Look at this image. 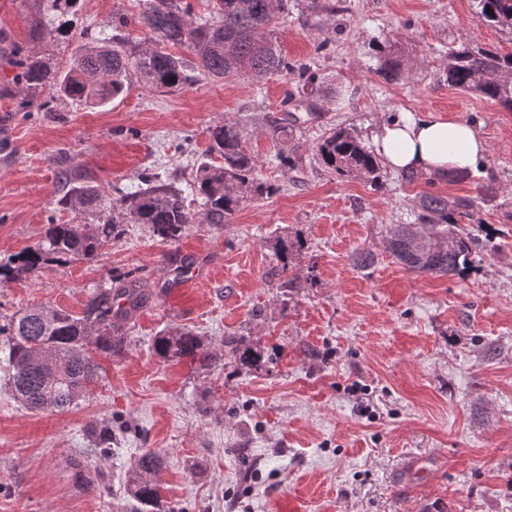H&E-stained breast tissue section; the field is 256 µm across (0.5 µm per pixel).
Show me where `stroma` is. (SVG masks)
<instances>
[{
  "label": "stroma",
  "instance_id": "obj_1",
  "mask_svg": "<svg viewBox=\"0 0 512 512\" xmlns=\"http://www.w3.org/2000/svg\"><path fill=\"white\" fill-rule=\"evenodd\" d=\"M145 3L77 0L62 14L52 0H0V126L15 143L0 166V261L50 223L119 225L95 259L0 282V317L34 306L79 314L93 291L129 275L151 291L122 329L124 350L99 357V380L67 412L22 408L0 347V512H130L129 470L146 451L163 458L154 481L168 512H512V112L450 87L444 66L463 43L512 51V31L479 22L474 0H289L274 36L289 61L314 64L320 91L288 171L269 162L262 116L280 110L291 75L260 85L199 75L176 92L136 82L104 107L47 89L22 108L16 50L64 72L116 15L129 19L128 47L144 48L151 34L134 19ZM387 60L400 66L390 82L374 73ZM427 111L475 125L490 145L482 168L410 178L384 166L374 186L318 160L332 129L368 144L382 122ZM227 118L274 195L246 202L230 223L188 225L173 243L113 209L155 175L200 211L186 187ZM66 172L102 206L62 203ZM487 187L494 201L478 202ZM426 193L476 201L461 221L479 241L464 276L414 273L386 249V227L408 222ZM280 238L295 245L298 287L276 275ZM364 252L373 261L362 267ZM203 264L208 280L169 287L177 270ZM184 329L215 347L249 337L266 359L158 358L154 337ZM107 418L102 458L92 435ZM81 456L107 492L74 483L70 462Z\"/></svg>",
  "mask_w": 512,
  "mask_h": 512
}]
</instances>
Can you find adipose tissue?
Instances as JSON below:
<instances>
[{"label":"adipose tissue","instance_id":"1","mask_svg":"<svg viewBox=\"0 0 512 512\" xmlns=\"http://www.w3.org/2000/svg\"><path fill=\"white\" fill-rule=\"evenodd\" d=\"M374 149L393 170L441 176L477 170L489 144L472 123L428 113L382 123Z\"/></svg>","mask_w":512,"mask_h":512}]
</instances>
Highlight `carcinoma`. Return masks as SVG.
Instances as JSON below:
<instances>
[{"label": "carcinoma", "instance_id": "obj_1", "mask_svg": "<svg viewBox=\"0 0 512 512\" xmlns=\"http://www.w3.org/2000/svg\"><path fill=\"white\" fill-rule=\"evenodd\" d=\"M208 16L195 18L185 0H150L136 22L153 33L157 47L127 50L117 35L94 37L71 61L65 74H57L28 56L16 60V78L33 103L45 85L72 100L103 107L124 95L133 81L152 89L181 90L191 75L179 56L167 47H185L195 56L194 67L207 76L230 79L247 76L260 83L273 77H297V93L289 94L279 112H267L264 121L277 133L275 159L292 168L288 142L298 129L299 117L288 110L291 102H303L319 91L317 74L305 63H291L268 27L288 10V0H210ZM480 21L512 30V0H476ZM448 85L479 93L512 112V52L463 45L448 50ZM209 155L219 164H199L193 183L202 212L185 205L180 191L163 183L129 192L112 208L128 211L130 221L144 224L162 242L177 241L188 224H224L249 199L270 196L277 187L260 177V161L247 145L239 124L229 119L210 129ZM318 160L331 173L360 177L379 185V163L373 150L355 132L339 128L317 148ZM65 204L88 208L100 202L97 190L72 183ZM474 206L471 198L420 197L414 220L393 224L387 231L388 250L406 269L437 276L464 274L470 267L475 238L460 225ZM114 224L98 234L79 224H49L32 247L0 261V278L19 282L37 276L46 267L82 257L98 256ZM280 271L288 272L294 245L279 239L275 245ZM149 293L137 284L117 291L101 288L84 305L82 315L60 308H31L0 323V336L8 346L7 385L14 398L32 411L64 412L85 397L99 376L95 355L112 356L124 349L122 324L141 307ZM224 347L243 365L260 361L261 353L245 336L227 338ZM153 350L161 359H188L206 365L217 359L204 340L181 330L157 336ZM102 455L112 445V421L95 433ZM160 467L156 453L141 455L131 467V493L139 505L135 512H161L160 492L153 475Z\"/></svg>", "mask_w": 512, "mask_h": 512}]
</instances>
